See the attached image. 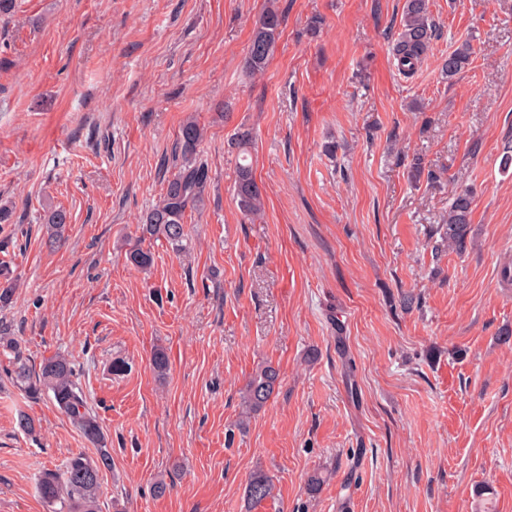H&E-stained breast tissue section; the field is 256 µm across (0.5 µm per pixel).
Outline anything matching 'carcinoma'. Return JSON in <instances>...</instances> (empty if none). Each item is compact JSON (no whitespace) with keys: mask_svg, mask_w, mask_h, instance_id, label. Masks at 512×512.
<instances>
[{"mask_svg":"<svg viewBox=\"0 0 512 512\" xmlns=\"http://www.w3.org/2000/svg\"><path fill=\"white\" fill-rule=\"evenodd\" d=\"M282 23L281 13L273 6L266 7L255 21L245 61L250 74L266 69L280 39ZM434 38L435 25L430 18L428 0H404L400 29L392 47L398 72L405 77L412 76L427 56ZM471 64L472 48L465 41L442 60L441 71L452 79ZM205 137L206 129L196 116L186 117L174 149L175 172L157 203L143 217L141 234L128 252L132 265L142 270L153 265L154 253L144 246L147 241L162 240L176 252L188 248L186 218L189 213L204 207L210 182L207 164L197 160L199 146ZM251 145V133L246 129L239 130L234 140L240 159L236 170V197L240 209L256 218L263 212L264 198L252 164L247 162ZM472 203L468 189L460 186L454 190L442 235L450 250L461 252L467 248ZM69 220V214L60 208L47 213L43 230L49 245L60 247L65 244ZM0 353L9 360L12 383L31 396L48 397L96 449L93 457L74 454L60 467L42 471L36 481L38 496L48 512H98L101 477L103 471L112 469V449L107 447L98 419L88 407L74 362L65 355H55L44 359L39 368L34 369L19 341L7 335H0ZM278 384L279 370L273 365H265L256 371L242 392L243 411L239 426H245L251 414L266 405ZM274 490L272 479L258 470L248 481L246 495L259 504L274 497Z\"/></svg>","mask_w":512,"mask_h":512,"instance_id":"carcinoma-1","label":"carcinoma"}]
</instances>
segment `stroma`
Segmentation results:
<instances>
[{
  "label": "stroma",
  "mask_w": 512,
  "mask_h": 512,
  "mask_svg": "<svg viewBox=\"0 0 512 512\" xmlns=\"http://www.w3.org/2000/svg\"><path fill=\"white\" fill-rule=\"evenodd\" d=\"M270 1L281 37L251 76ZM403 5L22 0L0 17V201L15 204L0 263L16 282L0 326L32 361L75 363L112 450L100 512H477L483 487L512 512V0H429L438 35L410 79L390 53ZM464 41L474 60L445 79ZM191 114L207 128L205 205L189 249L156 242L144 271L127 253ZM242 127L255 222L234 198ZM457 183L473 196L462 254L440 231ZM58 206L68 240L53 248L40 218ZM265 362L280 385L236 432ZM7 366L0 512H47L38 474L95 450ZM258 470L275 492L252 507ZM282 23V15L274 6H267L255 21L245 61L250 74L266 69L280 39Z\"/></svg>",
  "instance_id": "1"
}]
</instances>
